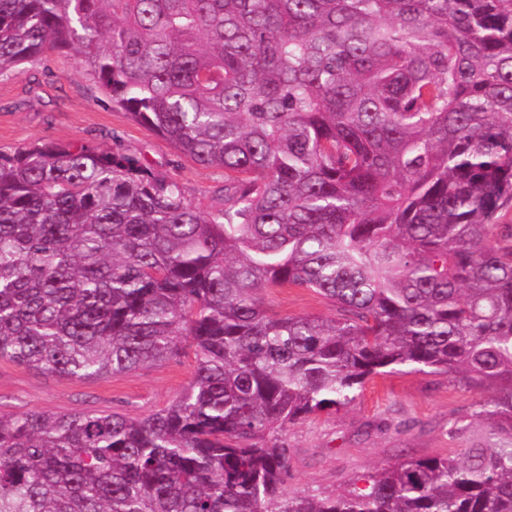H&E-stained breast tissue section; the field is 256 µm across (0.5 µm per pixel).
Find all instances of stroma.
I'll return each mask as SVG.
<instances>
[{
	"instance_id": "1",
	"label": "stroma",
	"mask_w": 512,
	"mask_h": 512,
	"mask_svg": "<svg viewBox=\"0 0 512 512\" xmlns=\"http://www.w3.org/2000/svg\"><path fill=\"white\" fill-rule=\"evenodd\" d=\"M41 141L84 144L136 157L153 172L176 180L192 204L206 208L224 187V173L181 156L164 137L134 122L112 105L105 89L78 64L75 51L57 52L0 77V151ZM282 315H329L332 307L303 288H277L265 296ZM193 358L94 380L44 374L0 361V413L45 414L120 411L143 417L163 408L189 384ZM480 391L448 377L395 373L369 379L357 400L288 428L290 477L299 495L333 496L358 478L401 457L444 456L477 442L475 432L449 435L453 421L467 417Z\"/></svg>"
}]
</instances>
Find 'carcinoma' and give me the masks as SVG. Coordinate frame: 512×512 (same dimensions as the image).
Returning a JSON list of instances; mask_svg holds the SVG:
<instances>
[{
  "instance_id": "1",
  "label": "carcinoma",
  "mask_w": 512,
  "mask_h": 512,
  "mask_svg": "<svg viewBox=\"0 0 512 512\" xmlns=\"http://www.w3.org/2000/svg\"><path fill=\"white\" fill-rule=\"evenodd\" d=\"M78 48L112 105L224 170L0 152V360L164 363L145 417L0 415V512H512V0H0V77ZM306 288L333 316L269 310ZM490 396L496 441L287 492L288 427L392 373Z\"/></svg>"
}]
</instances>
